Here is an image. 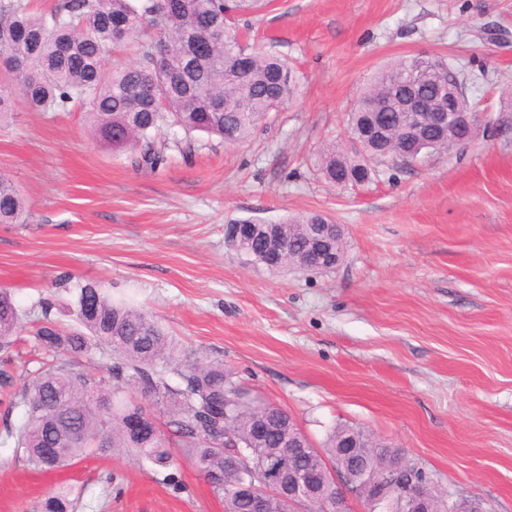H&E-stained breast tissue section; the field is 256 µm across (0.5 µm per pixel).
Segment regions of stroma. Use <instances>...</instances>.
<instances>
[{"instance_id": "obj_1", "label": "stroma", "mask_w": 512, "mask_h": 512, "mask_svg": "<svg viewBox=\"0 0 512 512\" xmlns=\"http://www.w3.org/2000/svg\"><path fill=\"white\" fill-rule=\"evenodd\" d=\"M245 21L246 43L288 60L300 90L243 143L164 127L168 160L150 170L93 140L84 113L16 99L0 128V172L27 204L0 224V288L23 313L10 391L44 356L42 301L74 326L73 290L93 283L238 371L315 446L335 426L360 428L450 501L512 512V132L497 126L512 100V0H269ZM418 54L464 71L483 116L476 144L358 186L325 179L319 151L347 145L359 91ZM313 212L344 230L335 268L272 272L224 239L235 219ZM22 417L0 404V512H40L60 489L76 512H224L182 458L33 472L5 433Z\"/></svg>"}]
</instances>
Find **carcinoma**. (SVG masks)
<instances>
[{"label":"carcinoma","instance_id":"carcinoma-1","mask_svg":"<svg viewBox=\"0 0 512 512\" xmlns=\"http://www.w3.org/2000/svg\"><path fill=\"white\" fill-rule=\"evenodd\" d=\"M265 0H57L47 13L31 11L28 0H0V123L13 111V92L39 112L86 110L92 136L118 153L137 152L157 166L163 152L154 134L163 126L215 135L229 144L248 139L265 117L292 101L299 88L295 72L280 56L242 43L238 18L263 9ZM195 38L212 42L204 61L190 58ZM134 45L137 59L107 69L103 56ZM439 55H415L380 71L350 111L357 135L370 105L386 90L414 82L434 95L448 85V68ZM392 120V152L370 154L357 147L323 148L319 168L336 181V167L368 180L381 165L409 164L410 148L401 142L397 111ZM26 212L24 197L0 176V223L13 224ZM233 250L257 248L263 232L254 220H239ZM333 220L319 213L287 218L270 235L288 245L286 264L307 251L315 224ZM42 303L37 340L51 356L9 408H23L17 448L36 470L53 472L89 456L123 452L167 467L181 455L189 460L224 503V512H252L242 486H262L271 459L284 455L288 433L299 425L282 407L251 393L222 361L203 362L171 336L160 320L91 283L78 286L67 331ZM20 327V314L8 290H0V350H7ZM107 359L99 374L75 370L71 359ZM131 411L145 417L144 436L128 433L122 420ZM361 429L335 427L325 445L294 461L298 469L325 475L339 469L356 477L378 468L371 449L350 455L340 445ZM58 448L61 457L45 449ZM41 512H73L69 493L49 495Z\"/></svg>","mask_w":512,"mask_h":512}]
</instances>
